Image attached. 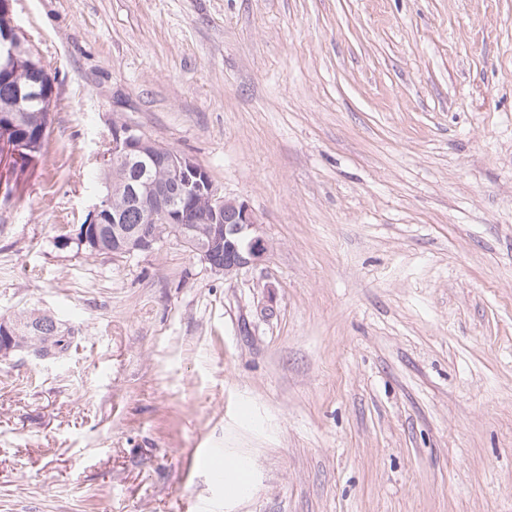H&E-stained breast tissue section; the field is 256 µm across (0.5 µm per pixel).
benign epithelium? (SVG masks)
<instances>
[{
	"label": "benign epithelium",
	"instance_id": "7a95c632",
	"mask_svg": "<svg viewBox=\"0 0 512 512\" xmlns=\"http://www.w3.org/2000/svg\"><path fill=\"white\" fill-rule=\"evenodd\" d=\"M21 47L14 24L0 27L1 58H14ZM29 57L31 67L42 71L31 98L42 101L50 96L47 70L34 53ZM109 148L101 161L118 160L128 169L142 170V176L124 184L121 200L96 204L76 237L66 239L67 243L101 252L110 242L112 255L120 257L151 251L164 237L175 235L192 240L193 253L212 271L226 276L266 258L270 243L262 233L260 217L247 201L224 195L206 168L118 119L112 120ZM143 205L149 209L148 224H123L126 208ZM52 321L50 314L33 309L0 327V356L27 350L41 360L54 358L60 352L56 337L30 334L31 326L42 328Z\"/></svg>",
	"mask_w": 512,
	"mask_h": 512
}]
</instances>
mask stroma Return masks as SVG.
<instances>
[{"label":"stroma","instance_id":"stroma-1","mask_svg":"<svg viewBox=\"0 0 512 512\" xmlns=\"http://www.w3.org/2000/svg\"><path fill=\"white\" fill-rule=\"evenodd\" d=\"M13 17L54 97L40 153L0 149V316L75 335L0 357V512H512V0ZM116 116L247 200L269 256L62 244ZM251 491V466L247 459H225L224 494L228 498H241Z\"/></svg>","mask_w":512,"mask_h":512}]
</instances>
